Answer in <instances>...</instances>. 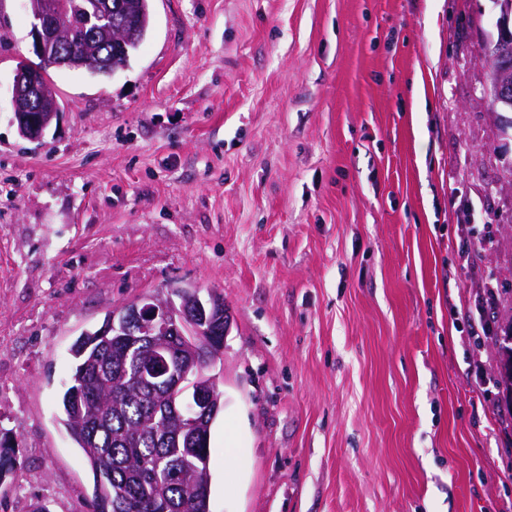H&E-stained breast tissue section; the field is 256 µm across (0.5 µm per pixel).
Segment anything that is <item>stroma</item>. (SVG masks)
Here are the masks:
<instances>
[{"mask_svg": "<svg viewBox=\"0 0 512 512\" xmlns=\"http://www.w3.org/2000/svg\"><path fill=\"white\" fill-rule=\"evenodd\" d=\"M150 5L126 67L48 69L33 142L11 104L31 16L0 0V512H90L70 348L186 284L229 315L210 512H512V405L465 341L484 288L483 324L512 316L492 0Z\"/></svg>", "mask_w": 512, "mask_h": 512, "instance_id": "1", "label": "stroma"}]
</instances>
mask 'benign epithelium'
Instances as JSON below:
<instances>
[{"label":"benign epithelium","instance_id":"1","mask_svg":"<svg viewBox=\"0 0 512 512\" xmlns=\"http://www.w3.org/2000/svg\"><path fill=\"white\" fill-rule=\"evenodd\" d=\"M496 17L497 40L484 49V56L493 61L489 67V85L484 92L491 111L512 112V0H493ZM31 50L46 67L62 65L61 59L49 56L45 47L49 42L61 43L63 33L70 29L71 18L67 0H30ZM53 91L41 70L19 69L12 88L13 121L20 133L33 141L42 138L55 116L53 112H38L34 103L51 99ZM180 304L161 294L147 296L136 302L112 310V324L120 323L128 336H146L159 355L168 352L170 337L183 335L186 320H192L188 329L192 336H208L212 325L222 318V306L213 293L204 299L194 286H184ZM218 385L215 379L197 388L190 403H173L174 415L184 420V431L192 434L198 422L205 418Z\"/></svg>","mask_w":512,"mask_h":512}]
</instances>
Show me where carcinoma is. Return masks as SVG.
Listing matches in <instances>:
<instances>
[{"label":"carcinoma","instance_id":"1","mask_svg":"<svg viewBox=\"0 0 512 512\" xmlns=\"http://www.w3.org/2000/svg\"><path fill=\"white\" fill-rule=\"evenodd\" d=\"M75 27L63 48L64 66L109 75L125 67L151 24L150 0H72ZM496 337L497 376L512 402V343ZM224 331L179 342L173 367L181 372L197 349H221ZM70 384L61 398L63 423L95 476L93 512H209L211 425L223 409L213 406L191 440L172 416L170 387L138 380L149 350L112 334V316L73 345Z\"/></svg>","mask_w":512,"mask_h":512}]
</instances>
